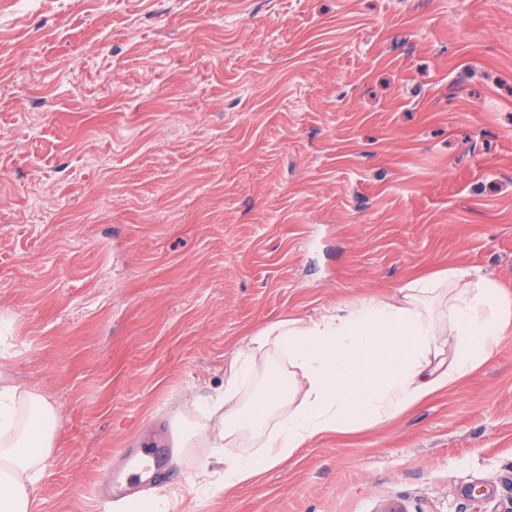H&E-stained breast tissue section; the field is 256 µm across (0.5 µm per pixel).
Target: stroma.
<instances>
[{"instance_id": "obj_1", "label": "stroma", "mask_w": 512, "mask_h": 512, "mask_svg": "<svg viewBox=\"0 0 512 512\" xmlns=\"http://www.w3.org/2000/svg\"><path fill=\"white\" fill-rule=\"evenodd\" d=\"M0 0V369L38 512H122L249 336L451 268L512 294V0ZM169 512H512V335L407 413ZM57 411L42 392L0 372V511L37 512Z\"/></svg>"}]
</instances>
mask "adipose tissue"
Segmentation results:
<instances>
[{
    "label": "adipose tissue",
    "instance_id": "1",
    "mask_svg": "<svg viewBox=\"0 0 512 512\" xmlns=\"http://www.w3.org/2000/svg\"><path fill=\"white\" fill-rule=\"evenodd\" d=\"M510 334L512 296L476 268L418 278L343 312L270 322L225 368L224 390L207 406L212 422L183 423L182 445L230 449L224 485L245 483L316 436L408 411L478 370ZM58 425L45 394L0 373V512H37ZM253 439L258 452L238 454Z\"/></svg>",
    "mask_w": 512,
    "mask_h": 512
}]
</instances>
